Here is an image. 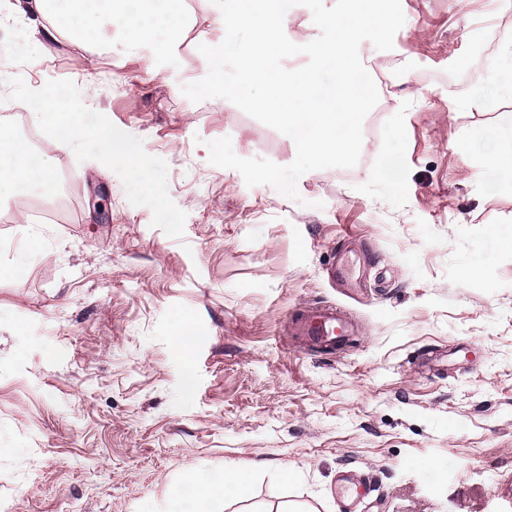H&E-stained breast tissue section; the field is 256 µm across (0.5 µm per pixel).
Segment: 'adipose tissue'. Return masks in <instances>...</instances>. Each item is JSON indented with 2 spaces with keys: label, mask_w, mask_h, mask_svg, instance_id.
Instances as JSON below:
<instances>
[{
  "label": "adipose tissue",
  "mask_w": 512,
  "mask_h": 512,
  "mask_svg": "<svg viewBox=\"0 0 512 512\" xmlns=\"http://www.w3.org/2000/svg\"><path fill=\"white\" fill-rule=\"evenodd\" d=\"M160 0H0V4L15 14L27 17L38 27L43 41H65L80 49L90 46L105 49L107 30L113 29L132 45L154 47L155 58L175 51L184 41L189 24L181 12L182 0H161L165 9H157ZM34 97L40 105L32 113V121L57 134L58 149L97 136L112 161L134 170H142L140 150L111 131H91L83 121L82 111L73 103H58L50 90L37 89ZM475 143H493L492 167L512 170V119L500 125L477 129ZM23 145L11 135L7 125H0V193L17 189L44 192L50 181L56 160L46 156L36 164L20 160ZM220 483H213L209 474L199 473L179 484L172 496V512H197V503L207 499L245 497L251 487L247 468L227 466L221 469Z\"/></svg>",
  "instance_id": "obj_1"
}]
</instances>
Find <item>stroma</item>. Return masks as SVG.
Listing matches in <instances>:
<instances>
[{"label": "stroma", "mask_w": 512, "mask_h": 512, "mask_svg": "<svg viewBox=\"0 0 512 512\" xmlns=\"http://www.w3.org/2000/svg\"><path fill=\"white\" fill-rule=\"evenodd\" d=\"M401 5L392 50L360 46L385 78L367 161L303 174L296 201L209 162L225 136L243 158L296 156L231 102L182 95L208 71L210 0H184L194 29L157 75L151 49L117 36L83 51L25 18L0 27V97L67 83L145 163L93 138L62 153L46 132L71 175L64 223L37 217L34 194L0 198L26 215L0 223V512H164L175 485L227 464L252 491L208 512H340L345 470L371 481L361 512H512V180L469 145L512 90L459 106L512 59V8ZM337 259L352 288L329 277ZM324 304L362 327L333 355L293 323ZM428 350L447 364L425 370ZM96 137L101 141L113 162L139 172L144 171L142 154L138 148L130 145L120 136L102 128L98 129Z\"/></svg>", "instance_id": "1"}]
</instances>
